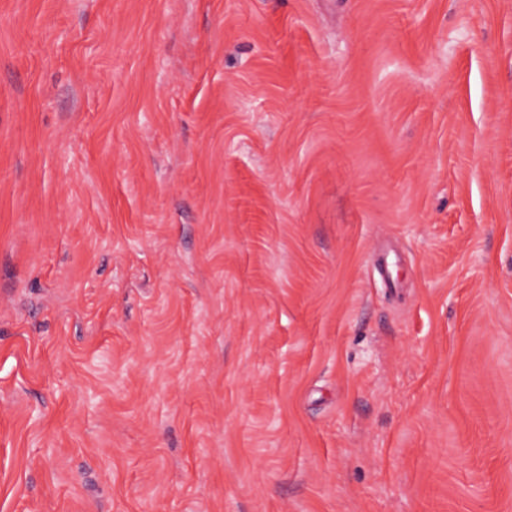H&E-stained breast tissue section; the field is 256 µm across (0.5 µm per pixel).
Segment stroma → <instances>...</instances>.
<instances>
[{"instance_id": "35a3bbf8", "label": "stroma", "mask_w": 512, "mask_h": 512, "mask_svg": "<svg viewBox=\"0 0 512 512\" xmlns=\"http://www.w3.org/2000/svg\"><path fill=\"white\" fill-rule=\"evenodd\" d=\"M0 512H512V0H0Z\"/></svg>"}]
</instances>
